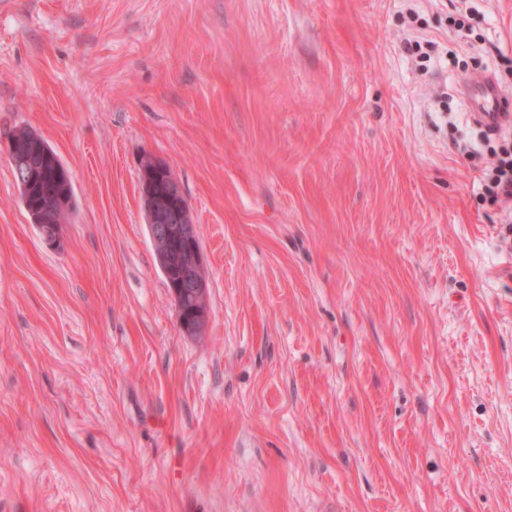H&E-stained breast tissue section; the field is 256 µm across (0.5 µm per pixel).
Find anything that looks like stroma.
I'll return each instance as SVG.
<instances>
[{"label": "stroma", "instance_id": "stroma-1", "mask_svg": "<svg viewBox=\"0 0 512 512\" xmlns=\"http://www.w3.org/2000/svg\"><path fill=\"white\" fill-rule=\"evenodd\" d=\"M454 5L0 0V512H512V210L458 93L512 98V0L465 33ZM23 128L70 172L52 241ZM150 157L197 226V338ZM39 142L40 152L46 158L43 171L33 173L23 164L12 166L13 175L19 185L21 199L28 210L52 191L67 198V212L74 206L71 179L69 181L64 179L62 170L65 166L55 150L40 136Z\"/></svg>", "mask_w": 512, "mask_h": 512}]
</instances>
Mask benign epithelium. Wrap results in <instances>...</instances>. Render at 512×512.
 <instances>
[{"instance_id": "7a95c632", "label": "benign epithelium", "mask_w": 512, "mask_h": 512, "mask_svg": "<svg viewBox=\"0 0 512 512\" xmlns=\"http://www.w3.org/2000/svg\"><path fill=\"white\" fill-rule=\"evenodd\" d=\"M167 184V191L155 190L158 182ZM143 203L147 223L152 225L153 244L167 254L168 274L177 278L173 297H179L184 288L198 300L205 299L206 269L199 243L197 227L192 223L188 208L176 187L167 165L155 161L143 181ZM183 330L197 333L203 329V315H195L187 309L178 310Z\"/></svg>"}]
</instances>
